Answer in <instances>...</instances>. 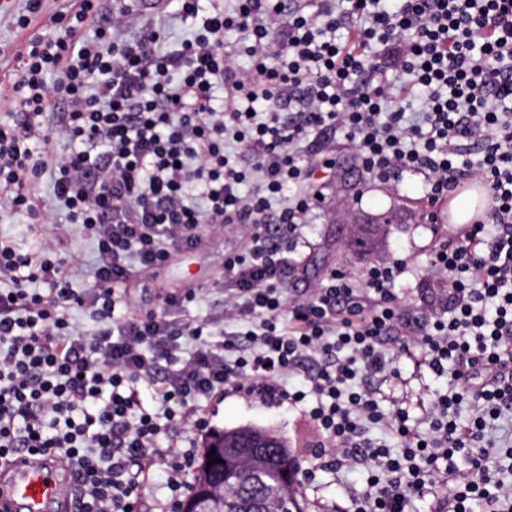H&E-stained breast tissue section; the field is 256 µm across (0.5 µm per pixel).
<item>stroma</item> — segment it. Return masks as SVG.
<instances>
[{
	"mask_svg": "<svg viewBox=\"0 0 512 512\" xmlns=\"http://www.w3.org/2000/svg\"><path fill=\"white\" fill-rule=\"evenodd\" d=\"M24 0H0V84L12 80L17 62L14 51L29 31L44 30L35 20L30 30L16 28L14 17L22 12ZM323 155L330 166L316 170V180L328 182L329 191L309 224L301 230L298 252L301 261L297 287H315L332 270L360 276L372 264L393 258L407 259L410 271L396 288L400 296L414 300L430 278L428 261L435 247L454 238L459 226L432 222L421 177L406 176L399 187L373 183L363 173L355 147L340 140L327 145ZM244 239L238 225L227 224L205 236L191 251L173 253L169 263L156 275L136 284L139 301L150 302L155 290L203 288L224 271V257L242 250ZM401 377L382 387L383 405L400 402L408 406L412 424L427 428L426 410L442 382L413 359L398 357ZM307 404L294 407L270 406L255 399L225 398L212 411V425L218 429L257 426L283 433L302 464H309L319 440L307 414Z\"/></svg>",
	"mask_w": 512,
	"mask_h": 512,
	"instance_id": "obj_1",
	"label": "stroma"
}]
</instances>
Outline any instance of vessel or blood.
<instances>
[{
	"instance_id": "1",
	"label": "vessel or blood",
	"mask_w": 512,
	"mask_h": 512,
	"mask_svg": "<svg viewBox=\"0 0 512 512\" xmlns=\"http://www.w3.org/2000/svg\"><path fill=\"white\" fill-rule=\"evenodd\" d=\"M76 484L50 457H21L0 469V512H76Z\"/></svg>"
}]
</instances>
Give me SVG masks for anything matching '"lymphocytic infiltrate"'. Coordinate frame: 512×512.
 I'll return each mask as SVG.
<instances>
[{
    "mask_svg": "<svg viewBox=\"0 0 512 512\" xmlns=\"http://www.w3.org/2000/svg\"><path fill=\"white\" fill-rule=\"evenodd\" d=\"M46 2L25 0L28 36L0 88L21 119L0 121V206L39 237L25 253L0 238V465L54 455L79 479V512H145L142 485L163 461L159 512H176L198 444L176 452L166 436L208 434L206 408L230 395L311 393L320 443L305 481L367 471L343 512H411L426 497L431 512H512V435L494 425L512 417V0H350L364 23L350 38L333 0H177L195 25L177 44L137 0L54 14ZM42 17L51 33H30ZM232 28L248 39L237 51L224 47ZM339 137L370 180L422 175L429 204L466 179L488 191L481 218L433 252L437 281L418 304L395 288L402 258L288 292L299 231L328 189L312 179L320 144ZM60 207L94 246L91 281L60 249ZM226 224L245 246L213 289L137 306L135 275ZM211 292L223 315L187 318ZM393 345L447 380L427 431L363 381L398 378ZM312 359L323 366L307 389L285 388Z\"/></svg>",
    "mask_w": 512,
    "mask_h": 512,
    "instance_id": "lymphocytic-infiltrate-1",
    "label": "lymphocytic infiltrate"
}]
</instances>
